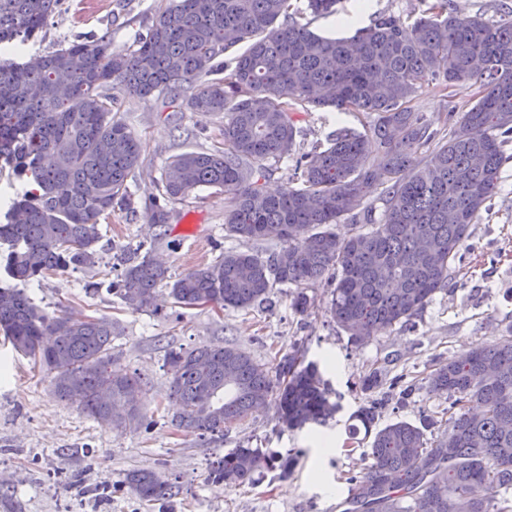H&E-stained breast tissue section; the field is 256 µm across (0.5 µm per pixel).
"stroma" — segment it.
<instances>
[{
    "label": "stroma",
    "mask_w": 512,
    "mask_h": 512,
    "mask_svg": "<svg viewBox=\"0 0 512 512\" xmlns=\"http://www.w3.org/2000/svg\"><path fill=\"white\" fill-rule=\"evenodd\" d=\"M158 0H62L45 33L29 42L16 61L41 56L67 45L78 35L109 34L114 50L132 48L135 36L154 14ZM386 11L415 20L419 0H340L339 15L314 20L312 29L338 35V18ZM442 100L438 87L423 86L412 102L433 128L447 125L448 104L465 105L474 86L450 87ZM115 115L141 144L143 167L132 190L139 215L115 213L101 223V261L92 269L47 275L31 283L27 294L47 312L65 307L70 317L106 315L118 320L121 330L112 340V357L144 379L140 404L151 429H108L84 415L75 405L60 400L51 378L0 338V361L8 364L0 374V512H344L348 496L344 476L367 464V443L349 439L350 415L365 402L359 383L378 370L383 374L380 395L390 396L391 381L402 377L415 385L404 406L390 401L375 421L384 426L401 417L419 421L447 407L444 397L429 393L425 378L435 364L496 341L512 328V160L502 168L497 194L470 229L463 259L447 291L415 318L413 325L374 337L367 345H353L348 335L327 323L324 310L330 291L317 288L311 315L294 316L289 290L273 288L271 304L248 310L197 307L171 303L166 292L157 296V311L134 313L107 292L85 294L83 285L102 280L115 262L113 245L128 251L155 247L172 275L209 263L229 241L224 232L225 196L201 187L186 201L172 204L173 216L164 231L148 224L141 213L158 196L160 168L170 156L187 149L211 148L224 126L220 117L204 118L192 112L171 119L156 100L119 94ZM296 150L313 151L336 128L360 127L356 112L334 109L302 113ZM231 342L262 362L292 344L303 345L308 359L318 361L340 398L341 411L321 431H283L274 412L253 413L224 439L206 444L177 431L171 418L177 406L169 397V376L164 366L167 349ZM285 451L299 449L300 458L288 479H262L252 487L226 488L208 481V464L239 443ZM152 468L178 481L176 502L146 508L122 485L133 468Z\"/></svg>",
    "instance_id": "35a3bbf8"
}]
</instances>
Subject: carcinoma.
Returning <instances> with one entry per match:
<instances>
[{"instance_id": "obj_1", "label": "carcinoma", "mask_w": 512, "mask_h": 512, "mask_svg": "<svg viewBox=\"0 0 512 512\" xmlns=\"http://www.w3.org/2000/svg\"><path fill=\"white\" fill-rule=\"evenodd\" d=\"M61 0H0V46L45 31ZM339 0H160L137 48L112 49L105 34L78 35L27 66L0 59V165L33 185L11 203L0 243L12 285L0 288V333L51 375L55 394L102 426L114 423L100 393L132 394L143 383L112 361L119 324L108 317L50 315L25 287L52 272L99 264L100 220L138 213L131 183L142 167L136 136L112 116L114 91L155 98L175 112L224 115L221 145L170 157L160 196L145 208L155 226L168 205L200 187L227 197L224 231L276 248L226 250L172 278L150 253L119 248L122 271L107 291L129 309L154 308L166 287L173 303L203 298L220 309L271 305L292 288L305 316L310 291L327 286V313L356 346L409 325L448 290L471 225L512 159V10L461 15L448 0L426 4L409 23L380 12L349 36L311 29ZM468 82L474 99L437 130L411 103L419 88ZM333 108L363 114L362 129H336L310 153L296 151L298 117ZM379 146L368 152L369 139ZM282 161L294 176L276 194L262 180ZM382 201L375 218L370 197ZM350 223L346 237L335 226ZM172 424L219 439L252 413L275 406L288 430L324 427L340 410L320 364L289 347L270 366L233 343L166 353ZM448 400L439 417L373 428L386 399L354 412L349 435L370 438L366 468L346 477L345 512H512V336L441 362L426 378ZM300 451L239 444L209 464L207 479L254 485L287 478ZM123 486L142 504L169 502L180 487L150 468Z\"/></svg>"}]
</instances>
